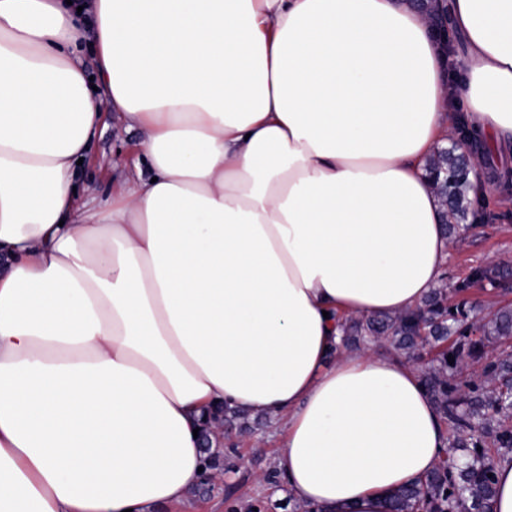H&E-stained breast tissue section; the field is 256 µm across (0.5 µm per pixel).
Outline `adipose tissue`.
Returning a JSON list of instances; mask_svg holds the SVG:
<instances>
[{
    "label": "adipose tissue",
    "instance_id": "obj_1",
    "mask_svg": "<svg viewBox=\"0 0 512 512\" xmlns=\"http://www.w3.org/2000/svg\"><path fill=\"white\" fill-rule=\"evenodd\" d=\"M447 9L455 94L413 0H0V512L187 504L220 406L280 424L311 512H385L437 467L415 366L337 345L444 276L435 151L468 128L475 196L512 154V0ZM107 110L153 177L82 201Z\"/></svg>",
    "mask_w": 512,
    "mask_h": 512
}]
</instances>
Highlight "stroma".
Listing matches in <instances>:
<instances>
[{
  "instance_id": "1",
  "label": "stroma",
  "mask_w": 512,
  "mask_h": 512,
  "mask_svg": "<svg viewBox=\"0 0 512 512\" xmlns=\"http://www.w3.org/2000/svg\"><path fill=\"white\" fill-rule=\"evenodd\" d=\"M140 137L138 128H124L116 116H105L78 168L79 189L109 195L120 174L136 166L150 176L148 163L139 162L134 150ZM473 208L475 227L452 242L446 270L452 287L466 280L475 266L512 265V180L496 182L491 193L474 199ZM250 424V432L225 440L214 464L223 479H203L194 489V512H296L275 466L279 434L266 418H251Z\"/></svg>"
}]
</instances>
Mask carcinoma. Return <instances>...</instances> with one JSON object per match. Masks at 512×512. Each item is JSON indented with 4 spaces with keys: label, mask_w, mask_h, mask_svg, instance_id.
I'll return each instance as SVG.
<instances>
[{
    "label": "carcinoma",
    "mask_w": 512,
    "mask_h": 512,
    "mask_svg": "<svg viewBox=\"0 0 512 512\" xmlns=\"http://www.w3.org/2000/svg\"><path fill=\"white\" fill-rule=\"evenodd\" d=\"M468 151L454 144L437 149L429 170L439 174L435 190L450 222L449 231H467L472 171ZM512 273L498 265L475 267L455 286L463 294L480 285L497 287ZM340 346L389 342L405 353L417 371L441 420L453 439L438 466L421 486L402 487L389 498L388 512H489L495 493L496 459L512 452V353L488 354L512 339V306L470 318L467 301L448 303V284L432 290L415 311L396 316L349 318L341 326ZM454 362H449V357ZM479 372L462 373L466 361Z\"/></svg>",
    "instance_id": "cac0c4a2"
}]
</instances>
